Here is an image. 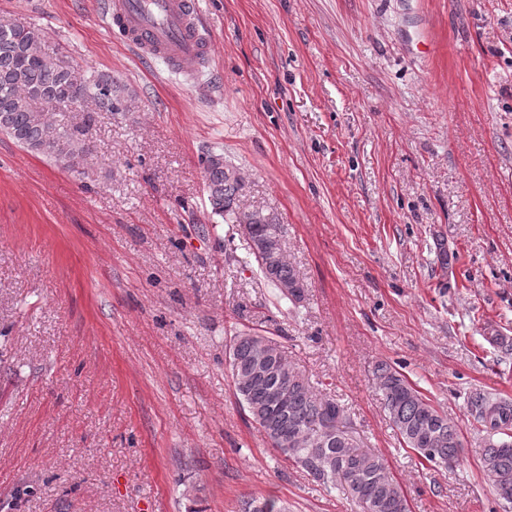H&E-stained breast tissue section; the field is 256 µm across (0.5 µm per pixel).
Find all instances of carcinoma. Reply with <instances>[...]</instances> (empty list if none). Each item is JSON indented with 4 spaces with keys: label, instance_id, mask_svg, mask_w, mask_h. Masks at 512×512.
I'll list each match as a JSON object with an SVG mask.
<instances>
[{
    "label": "carcinoma",
    "instance_id": "obj_1",
    "mask_svg": "<svg viewBox=\"0 0 512 512\" xmlns=\"http://www.w3.org/2000/svg\"><path fill=\"white\" fill-rule=\"evenodd\" d=\"M97 102L107 112L133 101L108 73L81 81L63 61L46 52L45 32L19 21H0V133L29 152L45 156L67 170H77L91 151L93 116L81 127L51 121L48 109L70 108L74 93ZM205 190L211 214L244 227L252 255L263 278L280 297L297 305L306 285L284 254L278 218L254 209L237 210L242 183L235 166L221 154L203 160ZM235 393L243 409L272 448L327 490L342 488L363 512H409L407 498L391 475L386 460L363 451L351 434L343 407L322 393L288 360L284 346L259 332L241 330L226 343ZM376 389L406 447L441 467L458 466L463 443L454 423L422 395L395 367L378 365ZM291 388L288 409L278 411L273 398L283 384ZM474 420L487 433L482 449L484 475L496 494L512 502V403L483 391L468 399ZM502 435L496 440L494 436ZM244 512H288V504L273 497L253 499Z\"/></svg>",
    "mask_w": 512,
    "mask_h": 512
}]
</instances>
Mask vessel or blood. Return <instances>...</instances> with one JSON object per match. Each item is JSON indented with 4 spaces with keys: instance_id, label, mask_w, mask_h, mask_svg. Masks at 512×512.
I'll list each match as a JSON object with an SVG mask.
<instances>
[{
    "instance_id": "vessel-or-blood-1",
    "label": "vessel or blood",
    "mask_w": 512,
    "mask_h": 512,
    "mask_svg": "<svg viewBox=\"0 0 512 512\" xmlns=\"http://www.w3.org/2000/svg\"><path fill=\"white\" fill-rule=\"evenodd\" d=\"M105 20L144 58H164L178 73L194 75L209 55L197 0H108Z\"/></svg>"
}]
</instances>
